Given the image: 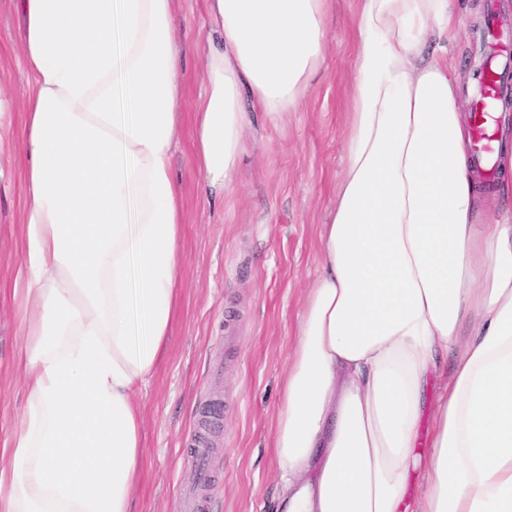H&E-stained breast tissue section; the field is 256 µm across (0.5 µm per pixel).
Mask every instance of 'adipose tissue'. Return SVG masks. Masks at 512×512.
Here are the masks:
<instances>
[{
  "instance_id": "adipose-tissue-1",
  "label": "adipose tissue",
  "mask_w": 512,
  "mask_h": 512,
  "mask_svg": "<svg viewBox=\"0 0 512 512\" xmlns=\"http://www.w3.org/2000/svg\"><path fill=\"white\" fill-rule=\"evenodd\" d=\"M331 7L205 0L191 138L209 194L233 188L250 109L272 122L298 110L326 63ZM15 8L31 313L0 512H132V394L163 359L183 263L174 4ZM456 27L452 0H357L344 164L276 420L279 512H512V214L481 209L445 46ZM414 470L424 492L411 509Z\"/></svg>"
}]
</instances>
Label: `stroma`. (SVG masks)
<instances>
[{
  "instance_id": "1",
  "label": "stroma",
  "mask_w": 512,
  "mask_h": 512,
  "mask_svg": "<svg viewBox=\"0 0 512 512\" xmlns=\"http://www.w3.org/2000/svg\"><path fill=\"white\" fill-rule=\"evenodd\" d=\"M184 51L185 120L201 95L203 0H175ZM512 33V0H462L450 56L464 84L482 62L489 15ZM356 0H333L328 58L300 111L285 124L254 122L234 188L207 195L182 138L173 173L183 198L184 262L167 353L147 389L135 512H182L199 490L207 512H274L280 477L273 448L281 387L305 290L318 265L319 226L343 157L354 77ZM28 75L15 0H0V95L13 135L0 139V449L25 400L15 356L23 340L25 174L16 136Z\"/></svg>"
}]
</instances>
